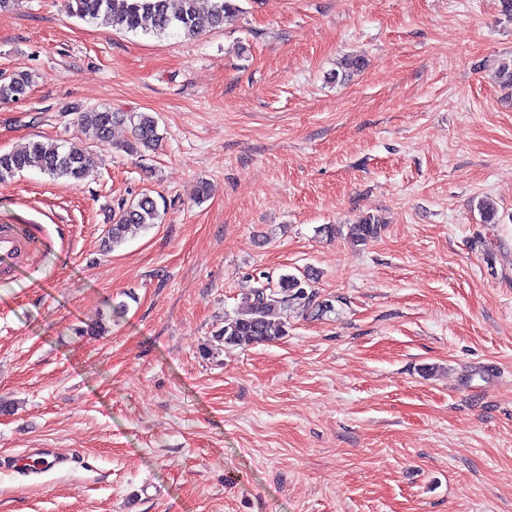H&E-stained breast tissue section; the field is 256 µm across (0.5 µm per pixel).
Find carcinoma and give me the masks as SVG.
<instances>
[{
  "label": "carcinoma",
  "mask_w": 512,
  "mask_h": 512,
  "mask_svg": "<svg viewBox=\"0 0 512 512\" xmlns=\"http://www.w3.org/2000/svg\"><path fill=\"white\" fill-rule=\"evenodd\" d=\"M177 12L169 10L168 0H66L68 13L80 19L101 20L119 25L128 32L156 35L177 32L187 38L198 37L211 29L224 27L226 18L238 7L235 0H181ZM365 61L360 57H347L341 63L342 74L331 75V80L347 79L362 70ZM33 76L28 72H15L0 76V103L12 104L24 100L33 86ZM76 115V123L82 133L98 143L110 141L112 126L123 120V115L107 108L70 107ZM134 140L124 145L130 153L143 146L150 148L160 140L158 120L149 113L137 115L133 122ZM95 162V153L79 143H58L53 140H34L12 153L0 154V182L14 178L27 170H38L57 178L80 179ZM159 218L155 199L144 195L113 214L112 224L102 240V248L112 250L134 228L156 223ZM379 219L363 218L349 227V234L357 241L365 242L378 235ZM311 275L283 274L278 281L265 276L257 285L243 293L241 305L234 315L224 317L223 330L215 335V341L225 345L269 344L288 334V324L271 317L276 308L297 307L306 312L321 314L327 305L315 303Z\"/></svg>",
  "instance_id": "carcinoma-1"
}]
</instances>
